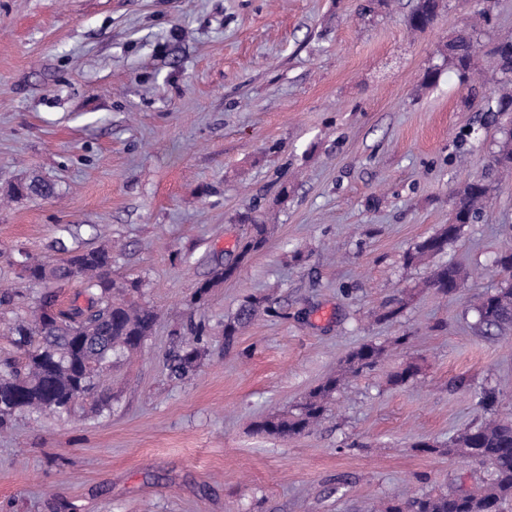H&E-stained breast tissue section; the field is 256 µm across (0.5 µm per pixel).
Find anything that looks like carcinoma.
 I'll list each match as a JSON object with an SVG mask.
<instances>
[{"instance_id":"obj_1","label":"carcinoma","mask_w":512,"mask_h":512,"mask_svg":"<svg viewBox=\"0 0 512 512\" xmlns=\"http://www.w3.org/2000/svg\"><path fill=\"white\" fill-rule=\"evenodd\" d=\"M441 7L440 0H417L408 25L418 31L432 27ZM478 28L463 27L448 40L445 61L464 79L476 70L479 47ZM495 70L501 75L502 93L495 111L512 107V37L496 39L492 49ZM512 131L502 142L498 155L501 162L495 170L512 168ZM490 182L485 179L468 183L453 197L455 223L443 225L405 253L408 264L435 257L455 241L461 225L478 221L486 206ZM55 194V186L38 177L11 187L10 196L20 197ZM241 221L251 224V234L242 243L235 264L218 266L212 276L200 283L192 293L189 305L201 307L210 290L231 278L251 253L263 247L268 225L260 224L245 214ZM66 257L48 263L24 254L25 272L19 278L58 285L71 280L83 284L86 306L75 303L58 311L57 318L47 317L48 306L57 300L46 292L28 311H15L14 293L0 292V310L12 317L5 323V336L20 355L21 361L0 363V430L7 428L19 414L44 412L60 414L78 398L97 393L98 377L103 366L117 352L136 351L152 333L157 314L148 305L119 296L139 292L140 279L117 281L112 278V250L100 247L89 250H65ZM465 277L463 269L451 262L437 265L430 287L444 294ZM479 323L500 332L512 330V285L485 294L476 301ZM273 312L263 301L252 298L242 304L233 321L224 324L225 340L232 341L239 328L259 310ZM190 338L179 345L168 358L169 375L183 379L197 368L204 349L205 326L189 323ZM385 356L376 344H363L354 349L341 373L331 376L314 388L297 412L273 414L256 422V432L273 438L288 439L314 428L324 418L333 395L349 375L371 369ZM503 391L497 387L482 389L478 403L489 417L477 426L459 433L448 446V454L469 459L480 458L489 463L490 481L475 490L450 493H420L410 497L394 496L370 508V512H494L512 500V417L497 414Z\"/></svg>"}]
</instances>
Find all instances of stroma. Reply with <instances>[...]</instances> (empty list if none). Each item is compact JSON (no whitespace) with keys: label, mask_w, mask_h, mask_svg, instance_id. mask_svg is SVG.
<instances>
[{"label":"stroma","mask_w":512,"mask_h":512,"mask_svg":"<svg viewBox=\"0 0 512 512\" xmlns=\"http://www.w3.org/2000/svg\"><path fill=\"white\" fill-rule=\"evenodd\" d=\"M415 4L0 0V288L33 305L19 252L54 262L58 242H109L113 278L142 279L137 298L158 313L99 397L0 434V512H364L488 479L446 448L484 420L482 388H505L512 416V334L479 329L473 308L511 279L496 259L512 246V177L443 254L403 256L449 223L454 193L512 130L488 110L512 0H488L474 91L440 54L473 0H443L422 32L406 24ZM32 176L55 195L9 196ZM255 207L272 216L266 243L190 308L216 266L237 263L238 217ZM448 261L466 273L457 294L426 286ZM255 297L275 315L226 343ZM192 320L204 355L177 380L166 357ZM366 343L386 358L347 377L317 427L256 433ZM406 362L416 377L392 383ZM261 307L264 312L274 313L271 306H264L263 301L257 298L248 299L244 304H242L233 321L224 324L225 340L230 343L238 332L239 328L247 323L252 318V316H254L259 311Z\"/></svg>","instance_id":"stroma-1"}]
</instances>
